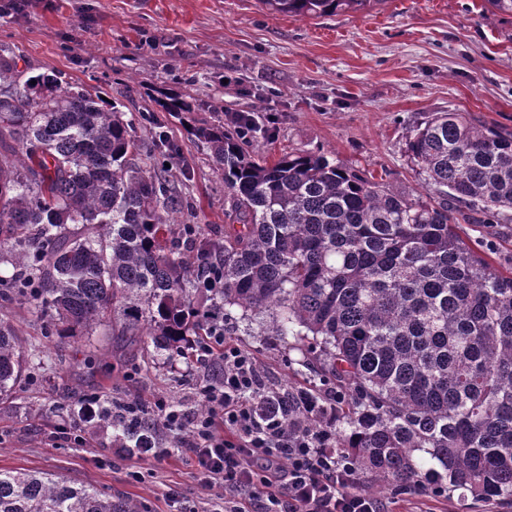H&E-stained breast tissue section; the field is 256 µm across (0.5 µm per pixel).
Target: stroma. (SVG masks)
I'll use <instances>...</instances> for the list:
<instances>
[{
	"label": "stroma",
	"mask_w": 512,
	"mask_h": 512,
	"mask_svg": "<svg viewBox=\"0 0 512 512\" xmlns=\"http://www.w3.org/2000/svg\"><path fill=\"white\" fill-rule=\"evenodd\" d=\"M4 48L17 57L19 76L54 71L124 112L154 113L140 132L149 140L161 126L179 144L183 159L166 176L194 199L196 221L212 235L224 232V181L206 148L158 111L161 90L187 92L199 120L275 110L279 125L251 140L259 157L325 151L411 198L424 190L406 143L431 113L464 110L476 124L512 131V16L492 13L485 0H381L319 18L274 15L262 0H23L0 16ZM460 232L486 242L496 267H512L511 211L494 227L464 224ZM0 321L57 361L26 372L0 398V470L61 475L137 501L143 512H221L183 458L140 459L116 447L103 425L76 422L70 438L57 435L63 407L90 392L196 407L204 369L108 336L43 335L26 304L1 310ZM230 341L270 383L292 392L314 386L294 339L240 328ZM135 471L143 481L132 479ZM356 488L388 512H512V499L393 490L364 472Z\"/></svg>",
	"instance_id": "stroma-1"
}]
</instances>
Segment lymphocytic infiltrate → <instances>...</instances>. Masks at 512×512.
I'll use <instances>...</instances> for the list:
<instances>
[{"label": "lymphocytic infiltrate", "instance_id": "obj_1", "mask_svg": "<svg viewBox=\"0 0 512 512\" xmlns=\"http://www.w3.org/2000/svg\"><path fill=\"white\" fill-rule=\"evenodd\" d=\"M193 363L214 369L200 385L196 413L164 399L117 404L112 419L145 430L144 454L187 457L201 486L215 490L224 512H385L357 491L350 452L336 445L335 387L295 395L265 380L250 353L226 342L223 330L192 343ZM171 439L159 447L158 433Z\"/></svg>", "mask_w": 512, "mask_h": 512}]
</instances>
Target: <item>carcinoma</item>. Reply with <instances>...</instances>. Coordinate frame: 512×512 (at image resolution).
Masks as SVG:
<instances>
[{"label":"carcinoma","mask_w":512,"mask_h":512,"mask_svg":"<svg viewBox=\"0 0 512 512\" xmlns=\"http://www.w3.org/2000/svg\"><path fill=\"white\" fill-rule=\"evenodd\" d=\"M274 14L321 17L373 0H262ZM0 51V307H34L58 336L112 329L127 347L190 360L185 337L245 320L259 336L310 340L307 364L336 384L340 448L393 489L427 476L475 501L512 497V268L457 231L512 211V132L437 112L407 154L434 196L408 198L330 155L262 160L216 118L164 93L224 177V235L195 224L142 120L54 73L16 80ZM45 362L0 323V396ZM0 512H140L41 472L0 470Z\"/></svg>","instance_id":"obj_1"}]
</instances>
